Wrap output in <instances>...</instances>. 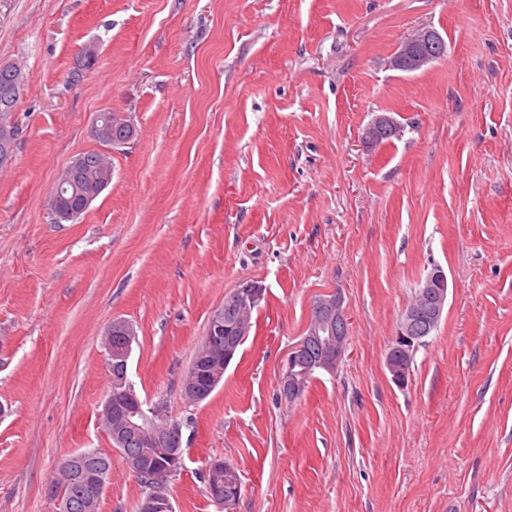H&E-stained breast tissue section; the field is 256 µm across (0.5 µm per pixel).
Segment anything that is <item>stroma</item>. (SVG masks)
<instances>
[{
  "label": "stroma",
  "instance_id": "35a3bbf8",
  "mask_svg": "<svg viewBox=\"0 0 512 512\" xmlns=\"http://www.w3.org/2000/svg\"><path fill=\"white\" fill-rule=\"evenodd\" d=\"M422 27L445 56L394 69ZM0 62L26 75L0 169V512H56L46 487L92 449L112 461L99 512H138L100 424L115 320L137 394L182 425L174 512H223L215 458L240 473L234 512H512V0H0ZM102 112L134 137L54 223ZM379 114L402 133L366 145ZM437 265L447 305L399 386L386 353ZM250 281L248 340L188 402L211 312ZM336 291L346 353L285 405L281 363Z\"/></svg>",
  "mask_w": 512,
  "mask_h": 512
}]
</instances>
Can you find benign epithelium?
Segmentation results:
<instances>
[{
	"label": "benign epithelium",
	"mask_w": 512,
	"mask_h": 512,
	"mask_svg": "<svg viewBox=\"0 0 512 512\" xmlns=\"http://www.w3.org/2000/svg\"><path fill=\"white\" fill-rule=\"evenodd\" d=\"M445 45L444 40L434 30L418 28L401 45L399 51L392 60V66L402 71H416L436 60V56ZM393 128V133L401 135V126L388 115H379L365 129L363 140L372 141L378 132L387 127ZM447 276L442 268L435 267L430 272L426 281L421 286L420 296L431 294L434 297V305L429 312H423L421 304H412L406 308L400 328L397 330V339L394 345L389 347L386 355V366L392 380L403 382L405 371L400 363V356L405 347H418L423 340L421 336L412 335L411 324L414 319L422 314H427L428 319L437 321L442 316L448 298ZM243 299V310L247 311L259 303L263 297V291L259 284L246 282L238 287ZM319 306L325 313L327 322L347 321V310L343 305L340 293L329 294L319 299ZM313 341H322L320 331L317 328L302 337V339L290 349L286 361L279 375V386L282 395L286 396L288 403L292 404L299 398L301 384L296 374L302 367L307 366L317 369L329 370L337 365L343 356L347 337L331 336L322 346L317 358L305 359V352ZM224 345V311L215 309L209 318L208 334L201 345V356L186 372L183 381V395L191 403H199L204 400L214 386L219 382L221 372L214 368L213 354ZM130 351L117 356L115 361L109 362L112 373L121 375L119 381L113 383L104 403L101 413V423L108 429L111 437L120 444L125 445L133 437L142 431L144 414L141 401L130 391V384L126 383L128 359ZM156 435L162 439L169 448L182 447V428L176 423L167 422L163 425L153 423ZM105 472L99 468H79L77 478L86 491V500L93 501L99 497V491L104 484ZM139 512H173V506L164 493V482L158 481L157 487L148 493L140 502Z\"/></svg>",
	"instance_id": "1"
}]
</instances>
